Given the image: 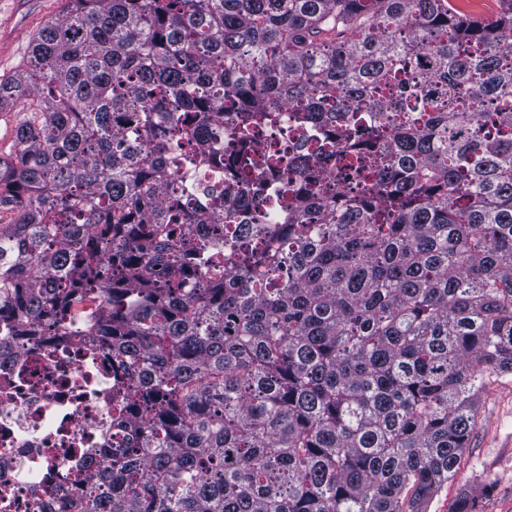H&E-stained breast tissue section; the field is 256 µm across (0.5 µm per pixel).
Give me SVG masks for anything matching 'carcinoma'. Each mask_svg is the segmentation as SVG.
Wrapping results in <instances>:
<instances>
[{
	"label": "carcinoma",
	"instance_id": "carcinoma-1",
	"mask_svg": "<svg viewBox=\"0 0 512 512\" xmlns=\"http://www.w3.org/2000/svg\"><path fill=\"white\" fill-rule=\"evenodd\" d=\"M499 6L486 22L452 0H67L37 34L0 82L30 109L0 168L17 209L0 225V319L35 336L91 315L84 289H100L112 313L89 328L153 372L134 435L70 512H429L479 394L512 373V0ZM294 104L323 130L368 113L335 168L375 190L329 197L297 159L283 221L243 223L270 242L248 262L221 194L197 203L216 225L183 230L163 140L133 161L161 123L200 138L213 112L272 126ZM214 161L207 144L189 158ZM279 164L241 142L252 184Z\"/></svg>",
	"mask_w": 512,
	"mask_h": 512
}]
</instances>
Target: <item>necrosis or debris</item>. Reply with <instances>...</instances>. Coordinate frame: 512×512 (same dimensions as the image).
<instances>
[{"mask_svg":"<svg viewBox=\"0 0 512 512\" xmlns=\"http://www.w3.org/2000/svg\"><path fill=\"white\" fill-rule=\"evenodd\" d=\"M211 133L221 144L217 164L193 175L197 194L183 196L186 211H194L197 197L208 188L224 187L235 141L248 138L259 153L282 160L275 185L261 192L258 202L228 191L227 205L248 220L259 207L276 219V185L295 180L294 157L306 155L314 168L326 171L329 153L344 145L337 136L321 139L317 129L297 120L292 108L283 110L277 128L254 125L240 112L234 119L215 121ZM128 381L127 367L113 358L105 342L89 336L83 319L68 321L63 336L51 324L39 340L0 333V499L8 502V512H62L68 499L91 487L110 463L112 390Z\"/></svg>","mask_w":512,"mask_h":512,"instance_id":"4bbe7bcc","label":"necrosis or debris"}]
</instances>
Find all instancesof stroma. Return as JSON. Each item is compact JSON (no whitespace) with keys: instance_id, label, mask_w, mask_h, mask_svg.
Here are the masks:
<instances>
[{"instance_id":"stroma-1","label":"stroma","mask_w":512,"mask_h":512,"mask_svg":"<svg viewBox=\"0 0 512 512\" xmlns=\"http://www.w3.org/2000/svg\"><path fill=\"white\" fill-rule=\"evenodd\" d=\"M64 0H0V81L28 61L30 44L61 16ZM466 493L478 512H512V374L493 378L479 398L477 426L464 460L435 496L429 512H448Z\"/></svg>"}]
</instances>
